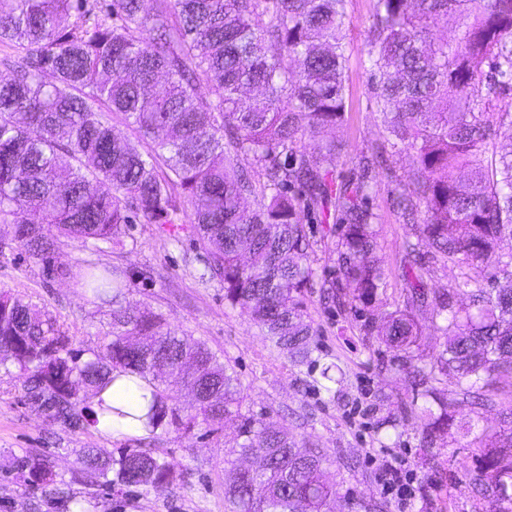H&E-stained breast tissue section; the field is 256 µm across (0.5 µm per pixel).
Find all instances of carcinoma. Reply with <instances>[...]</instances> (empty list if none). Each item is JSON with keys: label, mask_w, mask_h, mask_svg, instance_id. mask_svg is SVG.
I'll return each mask as SVG.
<instances>
[{"label": "carcinoma", "mask_w": 512, "mask_h": 512, "mask_svg": "<svg viewBox=\"0 0 512 512\" xmlns=\"http://www.w3.org/2000/svg\"><path fill=\"white\" fill-rule=\"evenodd\" d=\"M0 0V223L13 241L51 263L60 239L122 244L132 224H158L178 237V216L193 210L199 279L224 288L292 362L313 364V330L304 295L313 287L305 224L317 210L336 215V244L350 305L370 312L366 327L398 352L419 346L421 317L446 337L430 361L409 366L430 433L469 434L496 406L494 375L512 372V141L487 154L488 140L512 127V0H375L367 45L380 74L376 93L384 143L412 157L404 208H424L406 241L404 308L379 314L384 267L378 215L359 179L336 188L325 159L340 146L328 133L345 112L347 0ZM458 18L450 43L434 27ZM140 139L144 152L112 132L107 116ZM316 147L305 150L304 141ZM252 197L256 208L244 201ZM39 216L34 222L28 214ZM482 272L452 288H429L422 255ZM84 293L112 305L102 345L85 355L55 318L23 298L0 293V366L24 376L28 400L71 428L86 421L88 400L119 376L148 394L131 410L104 407L142 425L149 438L238 420L224 446L256 456L224 488L227 512H334L337 489L322 479L320 448L301 444L272 419L241 413L239 379L203 341H189L149 309L120 304L132 276L108 268L79 274ZM464 298L467 303L457 304ZM454 375L458 390L432 385ZM197 386L208 396L169 405L170 392ZM472 417L455 424L456 406ZM507 428L480 430L483 458L470 482L478 512H512V407ZM34 483L52 480L40 462L19 460ZM86 473L105 485L188 486V469L143 448L119 456L84 450Z\"/></svg>", "instance_id": "1"}]
</instances>
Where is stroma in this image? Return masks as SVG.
Returning a JSON list of instances; mask_svg holds the SVG:
<instances>
[{
	"label": "stroma",
	"mask_w": 512,
	"mask_h": 512,
	"mask_svg": "<svg viewBox=\"0 0 512 512\" xmlns=\"http://www.w3.org/2000/svg\"><path fill=\"white\" fill-rule=\"evenodd\" d=\"M372 21L373 0H347L346 111L334 132L342 151L329 167L337 185L361 177L369 182L368 202L379 217L377 252L385 269L381 299L392 310L404 306L407 294L404 243L413 223L402 216L395 198L410 159L406 153H392L386 166L367 172L360 167L362 156L379 150L383 141L375 105L379 77L367 58ZM307 229L315 278H340L338 229L317 223L312 214ZM13 231V225L0 224V242L5 245L0 252V290L20 295L55 317L74 347L94 350L109 329L111 308L85 296L77 273L90 266L139 271L125 305L148 308L188 338L206 341L219 361L236 372L244 409L286 421L299 441L325 449L330 458L325 477L337 485L336 512H361V502L369 500L380 503L379 512H393L390 504L382 503L367 460L368 455L391 451L403 453L420 488L408 512H475L470 473L480 448L457 434L449 435L447 445L427 447L421 424L410 410L415 386L405 372L408 359L368 335L363 316L350 307L325 304L318 289L307 291L305 307L319 363L297 365L271 345L244 311L225 304L219 284L199 280L198 246L190 225L173 237L158 225L135 224L119 246L65 239L49 265L14 246ZM54 264L70 268L72 277L53 278ZM324 363L336 364L343 373L342 383L329 391L320 378ZM388 417L395 418V428L383 427ZM235 426L231 420L212 432L202 425L148 441L138 435L115 437L92 424L73 430L27 400L17 369L0 367V512H67L70 496L80 500L85 512H224V485L233 478L224 465V440ZM142 447L187 468L189 488H107L87 477L84 449L117 453ZM25 456L51 470L52 484H33L27 471L12 467L13 458Z\"/></svg>",
	"instance_id": "stroma-1"
}]
</instances>
